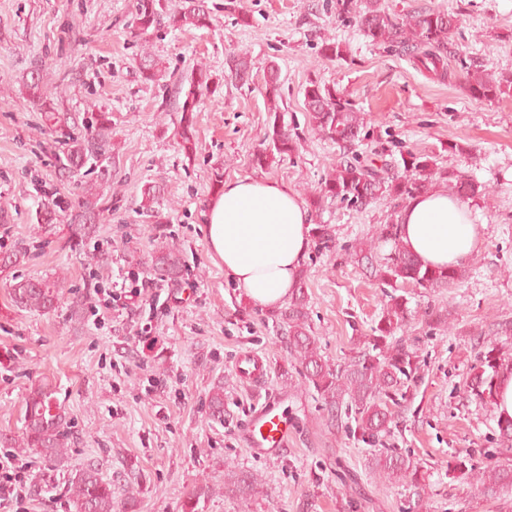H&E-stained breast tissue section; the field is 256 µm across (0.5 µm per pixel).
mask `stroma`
I'll return each instance as SVG.
<instances>
[{"mask_svg":"<svg viewBox=\"0 0 512 512\" xmlns=\"http://www.w3.org/2000/svg\"><path fill=\"white\" fill-rule=\"evenodd\" d=\"M398 10L442 8L456 13L454 70L470 64L512 71V0H387ZM134 0H0V226L5 248H24L27 262L0 271V433L20 435L32 382L49 384L66 413V471L35 497L26 488L43 469L34 457L0 447V483L18 484L13 512H66L67 470L98 464L116 496L133 492L137 512H180L186 494L209 481L213 494L200 512H412L415 497L386 485L366 465L369 445L327 424L315 390L290 386L283 369L288 343L268 311L254 306L224 275L210 251L204 213L216 176L271 179L306 196L325 177L338 149L308 122L303 91L318 80L344 92L365 112L370 150L433 156L438 167L462 169L489 183L488 200L472 202L480 242L457 285L412 288L409 306L448 315L437 329L413 320L407 334L423 357L384 442L411 451L429 473L426 512H498L448 476L455 455L474 451L480 466L505 459L489 410L465 390L484 346L512 359V335L496 323L512 320V98L477 101L458 81L420 70L404 53L371 45L351 22L336 19L335 0H209L212 25L162 30L149 47L165 74L147 82L136 64L140 46L130 31ZM344 48L321 60L322 38ZM248 53L258 66L275 62L283 121L297 129L296 155L253 166L270 121L262 83L237 89L224 82L228 54ZM205 65L218 86L196 114L200 148L185 156L176 144L179 89ZM46 72L42 92L60 111L112 115L116 173L104 188L105 211L94 236L108 259L89 265L60 235L39 233L35 215L45 192H73L80 179L59 173L61 145L44 113L32 107L20 78ZM164 185L172 203L166 226L139 211L145 183ZM394 212L390 201L351 207L325 200L320 222L332 225L336 249L308 250L303 268L308 312L322 353L347 362L368 346L380 318L384 285L346 249ZM171 232L190 269L187 280L157 281L138 305L130 297L148 277L153 240ZM65 276L55 312L15 308L13 274ZM263 357L269 376L246 385L236 372L244 355ZM224 384V419L207 416L209 392ZM276 398L292 423L287 448L273 458L252 455L244 432L256 407ZM260 474L250 500L224 492V466Z\"/></svg>","mask_w":512,"mask_h":512,"instance_id":"35a3bbf8","label":"stroma"}]
</instances>
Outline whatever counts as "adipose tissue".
<instances>
[{
	"label": "adipose tissue",
	"mask_w": 512,
	"mask_h": 512,
	"mask_svg": "<svg viewBox=\"0 0 512 512\" xmlns=\"http://www.w3.org/2000/svg\"><path fill=\"white\" fill-rule=\"evenodd\" d=\"M213 257L254 305L274 310L295 288L310 246L309 209L288 185L262 178L225 182L205 212ZM404 246L430 266H461L474 252L478 225L447 190L433 189L403 206Z\"/></svg>",
	"instance_id": "1"
}]
</instances>
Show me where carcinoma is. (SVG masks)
Instances as JSON below:
<instances>
[{
  "instance_id": "cac0c4a2",
  "label": "carcinoma",
  "mask_w": 512,
  "mask_h": 512,
  "mask_svg": "<svg viewBox=\"0 0 512 512\" xmlns=\"http://www.w3.org/2000/svg\"><path fill=\"white\" fill-rule=\"evenodd\" d=\"M336 18L350 21L359 33L373 45L402 47L409 51L417 67L441 78L448 77V40L458 28L459 19L444 9H424L398 12L382 0H336ZM211 21V9L206 0H180L179 7L169 10L165 0H134V37L141 40L139 69L147 81L162 76L159 62L146 44L147 37L167 27L203 28ZM343 55V46L326 38L320 47L324 61H334ZM227 77L244 85L252 80L254 63L245 55H232L226 61ZM210 75L198 69L190 79L189 88L178 111L181 112L177 131L178 145L186 156L197 152L195 112L199 101L208 93ZM23 87L36 109L47 113L54 122V132L64 145L56 157L60 170L83 171L90 180L80 184V192L72 197L49 194L36 213L39 224L67 225V242L77 249L90 242L99 212V183L108 181L112 167V121L106 112H88L77 118L61 114L41 97L43 75L35 69L22 77ZM466 93L477 100L494 101L512 97V72L489 74L475 69L464 77ZM280 80L278 69L269 66L264 84V98L270 123L265 136L266 147L254 157L263 167L275 157L293 155L298 148V136L281 121L279 106ZM305 108L311 129L340 148L339 157L318 189L306 197L310 209L320 210L323 200L330 198L355 207L366 206L381 199L406 202L428 192L433 181L448 182V190L462 201H476L489 196V184L454 169L437 167L427 154L395 156L376 151L363 158L352 148L370 138L365 113L355 110L346 96L335 88L312 80L304 89ZM82 125L85 134L76 136L73 128ZM165 195L158 183L142 188V212L162 223L156 205ZM315 249L319 253L336 248L334 229L329 224L315 223L312 228ZM391 245L390 252L374 257L381 245ZM351 258L370 265V274L393 289L383 306L380 319L372 329L369 349L344 364L331 365L318 345L309 323L308 295L304 274H299L297 288L288 296V304L273 313L288 335L290 367L301 376L303 383L314 389L331 412L333 422L344 417V427L358 440L372 447L368 464L383 483H405L413 488L415 507L426 508L427 470L411 453L398 448L379 447L382 434L387 432L408 392L407 382L419 368V355L414 344L403 337L412 319L408 299L396 291L407 284L424 289L450 288L464 278L459 267L432 268L421 262L404 246L399 222L380 226L375 235L353 246ZM149 272L157 278L177 283L188 274L181 250L174 242L160 240L153 249ZM65 287V278H30L15 276L10 284L11 304L21 310L49 313L56 309ZM479 365L467 381V389L481 405L495 412L498 437L512 443V419L496 413V399L501 379L512 373V363L488 345L478 352ZM210 416L221 421L224 417V387L216 386L209 395ZM0 447L19 448L45 462L54 472L67 462L68 426L64 411L56 403L50 387L36 384L25 400L23 432L18 439L0 434ZM448 477L467 485L473 496L499 500L512 493V461L505 460L492 470L477 466L474 457L458 455L448 467ZM262 479L254 474L226 468L224 491L251 498L261 493ZM211 492L210 485L197 486L182 501L181 512H199L198 504ZM67 512H125L134 503L116 498L112 481L103 478L98 466L92 464L69 472L65 486Z\"/></svg>"
}]
</instances>
